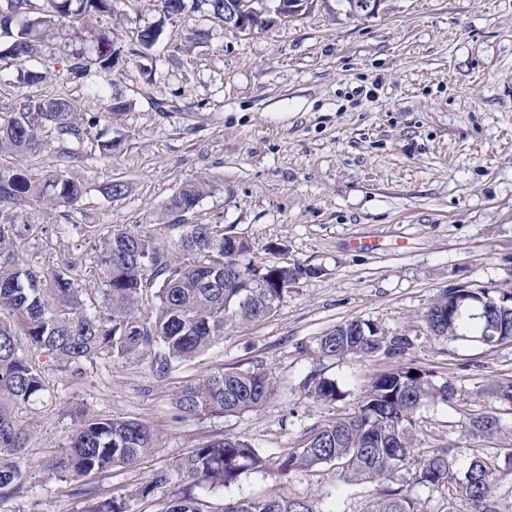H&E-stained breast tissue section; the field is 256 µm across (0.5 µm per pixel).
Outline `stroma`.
Instances as JSON below:
<instances>
[{
  "label": "stroma",
  "mask_w": 512,
  "mask_h": 512,
  "mask_svg": "<svg viewBox=\"0 0 512 512\" xmlns=\"http://www.w3.org/2000/svg\"><path fill=\"white\" fill-rule=\"evenodd\" d=\"M97 26L111 29L131 55L114 72L131 108L98 133L115 139L111 157L50 139L37 155L0 157L41 176L62 170L85 185L74 212L37 203L20 213L22 264L49 271L74 263L87 302L100 297L96 231L148 234L172 248L162 209L181 187L213 186L189 215L248 239L259 259L301 265L305 273L270 318L226 330L223 340L156 379L148 359L85 364L73 377L47 368V398L24 409L30 434L24 460L30 493L0 498V512H84V489L127 500L132 512H160L175 489L152 498L134 492L160 470L208 441L241 436L266 458L230 487L204 495L202 512H224L232 498L275 492L314 503L318 512H369L379 483L342 485L335 466L278 479L283 454L313 428L354 413L370 381L400 365L450 380L448 403L418 414L420 451L454 444L505 466L512 448V404L487 394L512 381V344L433 339L425 314L448 288L512 293V0H389L371 19H354L337 0H316L291 23L235 34L201 13L166 19L158 0H113ZM161 24L159 43L133 54L140 27ZM210 31L190 42L192 28ZM104 77L59 85L20 83L0 69V111L24 95L64 94L93 112ZM129 185L108 198L107 184ZM351 319L408 337L403 356L309 357L299 350ZM258 370L271 382L259 409L182 417L176 392L218 369ZM335 379L336 400L309 395L311 375ZM474 410L502 420L492 438L465 441ZM104 418L140 421L157 436L153 451L78 481L48 476L40 462L58 452L77 424Z\"/></svg>",
  "instance_id": "35a3bbf8"
}]
</instances>
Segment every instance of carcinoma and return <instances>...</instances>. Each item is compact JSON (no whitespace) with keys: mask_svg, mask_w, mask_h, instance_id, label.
I'll list each match as a JSON object with an SVG mask.
<instances>
[{"mask_svg":"<svg viewBox=\"0 0 512 512\" xmlns=\"http://www.w3.org/2000/svg\"><path fill=\"white\" fill-rule=\"evenodd\" d=\"M208 17L224 20L234 9L259 30L270 24L250 11L253 0H160L164 16L183 14L187 3ZM112 12V0H0V34L9 38L0 49V64L13 66L25 84L42 82L51 73L62 83L86 77L91 68L105 76L115 71L123 49L109 29L88 25L92 17ZM75 39L93 47L75 48L61 56L45 53V40L63 25ZM162 26L148 25L136 34L134 54L158 44ZM103 106L84 116L79 103L64 96L25 95L0 114V154L34 155L45 149L46 133L83 145L90 129L118 117L132 106L126 98H100ZM212 186L206 181L185 185L167 202L168 224L180 230L177 254L168 255L149 236L107 227L98 234L97 275L101 302L87 304L76 287L71 266L43 274L15 258L19 236L17 216L5 207L21 208L32 201L73 209L84 186L59 172L41 178L19 167L0 166V497L25 489L22 466L28 441L16 419L19 409L43 400L47 391L44 363L79 374L86 362L97 359L116 364L136 355H152L151 371L165 379L183 362L205 352L224 332L238 324L272 316L290 284L305 273L300 266H266L257 270L254 247L239 235L224 237L217 224H184ZM449 288L431 303L425 315L430 334L453 340H485L491 326L512 330V297L495 296L487 288ZM155 304L143 314L144 300ZM409 345L404 336H388L365 320L336 325L302 352L319 357L383 353L400 356ZM416 375H411V372ZM311 396L334 400L335 380L312 376L305 381ZM271 391L266 373L219 370L185 385L175 396L176 408L186 416L233 415L257 409ZM455 385L438 383L432 375L398 366L375 377L358 410L311 431L304 446L286 455L279 474L311 470L323 464L339 469L346 485L385 484L369 512H419L409 486L451 488L466 502L468 512H496L495 488L504 474L486 466L476 453L449 456L442 450L420 457L415 420L428 401L450 402ZM500 418L485 414L468 418L466 435L492 437ZM155 435L144 424L123 419L89 420L71 435L48 471L77 481L114 466H132L155 447ZM263 467V457L245 438L225 437L194 449L178 464L187 485L167 500L162 512H201V495L230 487L248 468ZM171 483L166 471L156 472L138 495L147 498ZM86 512H129L127 502L93 498ZM224 512H318L310 501L274 493L262 499L235 498Z\"/></svg>","mask_w":512,"mask_h":512,"instance_id":"carcinoma-1","label":"carcinoma"}]
</instances>
